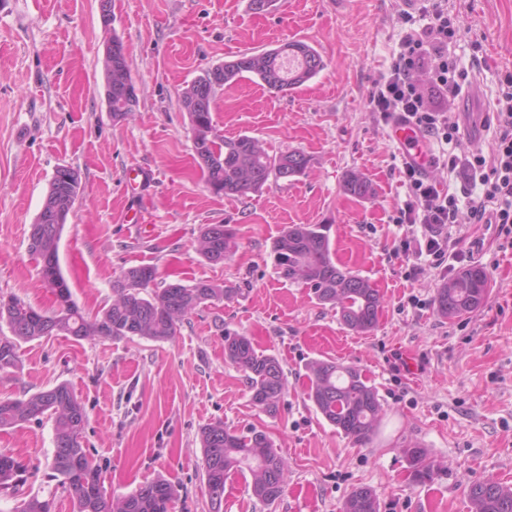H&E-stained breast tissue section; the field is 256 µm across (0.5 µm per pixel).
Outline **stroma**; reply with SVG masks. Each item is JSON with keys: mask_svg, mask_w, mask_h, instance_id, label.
Segmentation results:
<instances>
[{"mask_svg": "<svg viewBox=\"0 0 512 512\" xmlns=\"http://www.w3.org/2000/svg\"><path fill=\"white\" fill-rule=\"evenodd\" d=\"M449 2L450 53L466 79L448 119L460 124L461 151H487L495 129L482 113L512 73V0ZM399 8L398 0H287L262 12L251 0H112L107 26L98 0H0V297L48 314L56 307L29 232L61 165L82 174L58 259L86 314L109 306L115 278L138 265L156 267L159 288L205 281L235 291L186 316L172 339L46 336L22 344L18 368L0 371V399L69 384L88 417L82 445L109 464L108 495L163 479L176 490L173 512H208L199 432L216 420L265 431L288 466L274 506L238 475L223 512H342L360 487L376 494L379 512H474L473 482L512 489V242L494 226H457L456 249L487 271L490 293L476 312L441 317L435 295L456 271L403 252L406 234L421 240L426 230L396 222L409 198L403 159L369 105L409 29ZM113 35L128 48L138 95L119 122L104 70ZM293 40L318 51L323 69L281 93L254 77L224 86L213 120L224 137H255L269 153L302 151L309 168L257 193H211L182 89L208 68ZM140 168L152 181L139 190L128 175ZM352 172L371 183L372 197L344 192ZM138 191L136 215L127 202ZM208 224L235 234L224 262L196 250ZM290 224L326 225L334 261L381 297L374 329H349L335 308L278 277L272 246ZM228 333L282 363L288 389L276 416L253 404L244 372L225 360ZM316 359L357 367L376 388L382 412L367 443L337 432L308 400L305 365ZM53 437L41 417L0 432V452L24 470L14 494L0 495V512L34 496L73 512L51 467ZM408 448L426 450L433 480L413 482Z\"/></svg>", "mask_w": 512, "mask_h": 512, "instance_id": "stroma-1", "label": "stroma"}]
</instances>
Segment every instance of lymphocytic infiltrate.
Instances as JSON below:
<instances>
[{
    "label": "lymphocytic infiltrate",
    "mask_w": 512,
    "mask_h": 512,
    "mask_svg": "<svg viewBox=\"0 0 512 512\" xmlns=\"http://www.w3.org/2000/svg\"><path fill=\"white\" fill-rule=\"evenodd\" d=\"M455 36L447 0H430L429 23L404 36L389 76L374 84L371 103L382 121L399 115L427 137L447 144L458 140L460 128L449 124L446 107L462 90L463 75L448 54ZM417 71L429 74L428 88L414 81ZM493 117L496 133L490 152L450 154L442 160L460 180L459 192H440L413 166L403 168L411 199L397 221L426 226L424 253L434 265H443L455 248L454 225L495 224L504 229L512 224V76L501 86Z\"/></svg>",
    "instance_id": "obj_1"
}]
</instances>
